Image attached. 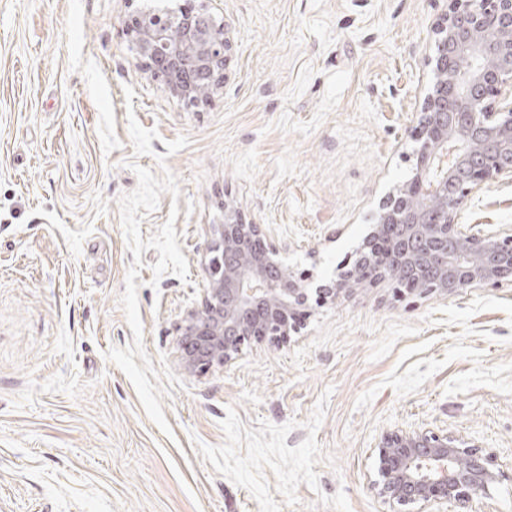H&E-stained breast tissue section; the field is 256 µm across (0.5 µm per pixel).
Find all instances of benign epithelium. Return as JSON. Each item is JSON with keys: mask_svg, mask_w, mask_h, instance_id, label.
Segmentation results:
<instances>
[{"mask_svg": "<svg viewBox=\"0 0 512 512\" xmlns=\"http://www.w3.org/2000/svg\"><path fill=\"white\" fill-rule=\"evenodd\" d=\"M134 49L154 66L165 91L203 101L224 78L230 40L224 24L188 0L176 11L141 10L128 21ZM437 79L414 135L413 176L382 202L357 250L364 262L333 284L309 288L265 241L259 224L224 206L211 225L200 308L188 313L181 367L189 374L226 364L251 341L282 340L303 325L310 298L321 305L392 271L410 293L453 296L474 285L512 282V233L472 234L456 222L472 189L512 178V0H456L436 29ZM378 495L396 512L414 504L462 512L496 480L479 446L445 431L396 429L376 446Z\"/></svg>", "mask_w": 512, "mask_h": 512, "instance_id": "benign-epithelium-1", "label": "benign epithelium"}]
</instances>
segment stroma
<instances>
[{"instance_id":"stroma-1","label":"stroma","mask_w":512,"mask_h":512,"mask_svg":"<svg viewBox=\"0 0 512 512\" xmlns=\"http://www.w3.org/2000/svg\"><path fill=\"white\" fill-rule=\"evenodd\" d=\"M183 0H0V512H391L397 428L480 445L470 512H512V286L310 306L284 341L180 366L232 204L331 280L415 166L452 0H205L222 84L164 91L125 31ZM457 219L512 231V179Z\"/></svg>"}]
</instances>
